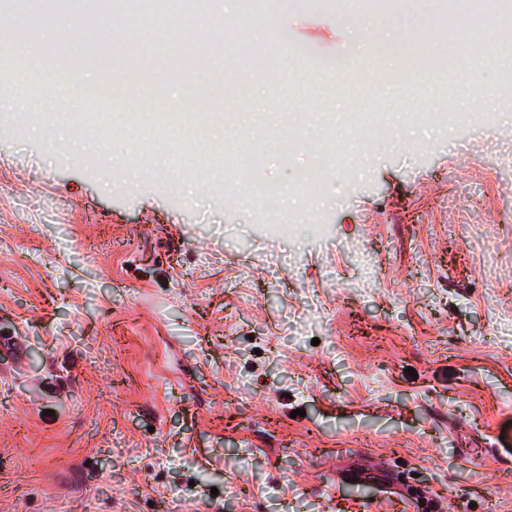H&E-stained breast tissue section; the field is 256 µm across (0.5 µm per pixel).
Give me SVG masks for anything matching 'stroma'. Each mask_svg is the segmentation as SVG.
Instances as JSON below:
<instances>
[{
	"label": "stroma",
	"mask_w": 512,
	"mask_h": 512,
	"mask_svg": "<svg viewBox=\"0 0 512 512\" xmlns=\"http://www.w3.org/2000/svg\"><path fill=\"white\" fill-rule=\"evenodd\" d=\"M399 30L268 14L278 77L225 140L356 116L348 89L313 96L292 32L349 70ZM110 31L58 14L29 51L52 68L48 46ZM122 102L211 109L179 78ZM347 155L350 181L283 236L175 145L0 127V512H411L409 487L512 512V110ZM308 163L277 142L264 176Z\"/></svg>",
	"instance_id": "1"
}]
</instances>
